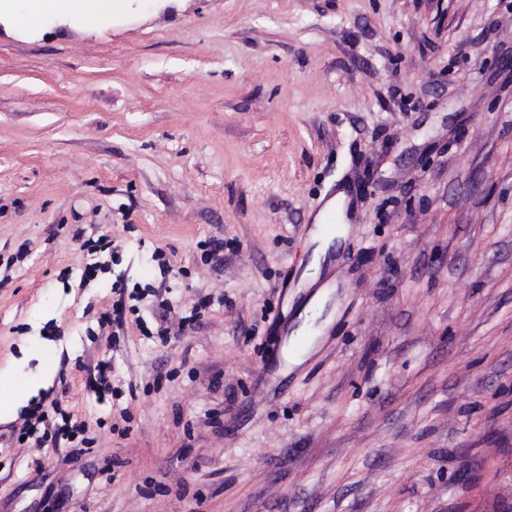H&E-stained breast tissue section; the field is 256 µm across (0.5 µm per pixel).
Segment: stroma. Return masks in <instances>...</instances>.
Listing matches in <instances>:
<instances>
[{
	"label": "stroma",
	"instance_id": "stroma-1",
	"mask_svg": "<svg viewBox=\"0 0 512 512\" xmlns=\"http://www.w3.org/2000/svg\"><path fill=\"white\" fill-rule=\"evenodd\" d=\"M340 190L332 321L269 388L268 313ZM79 228L122 246L84 287ZM211 236L239 247L220 274ZM22 246L0 375L51 372L0 420V512H512V0L5 14L0 255ZM158 247L183 269L173 305L215 297L200 327L90 338L115 276L158 277ZM91 345L132 394L96 399ZM56 397L95 425L69 464L9 440ZM200 263L212 271H224V264L230 257L224 254V238L210 237L199 241Z\"/></svg>",
	"mask_w": 512,
	"mask_h": 512
}]
</instances>
